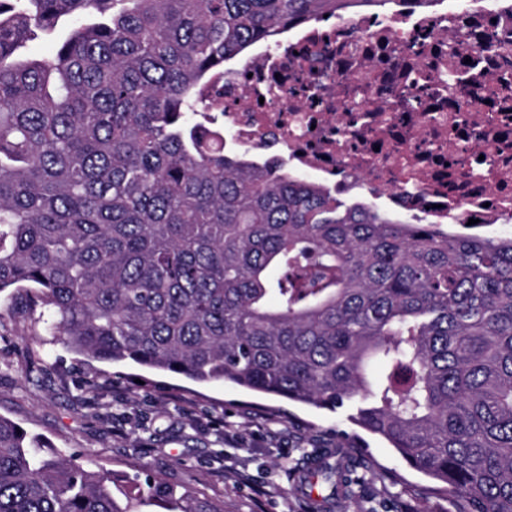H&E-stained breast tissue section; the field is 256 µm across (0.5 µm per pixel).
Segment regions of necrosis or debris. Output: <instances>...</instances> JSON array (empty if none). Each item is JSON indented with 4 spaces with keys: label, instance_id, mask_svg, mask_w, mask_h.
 <instances>
[{
    "label": "necrosis or debris",
    "instance_id": "1",
    "mask_svg": "<svg viewBox=\"0 0 512 512\" xmlns=\"http://www.w3.org/2000/svg\"><path fill=\"white\" fill-rule=\"evenodd\" d=\"M224 134L411 224L512 236V0L333 16L259 41L218 84Z\"/></svg>",
    "mask_w": 512,
    "mask_h": 512
}]
</instances>
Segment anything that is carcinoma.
I'll list each match as a JSON object with an SVG mask.
<instances>
[{"mask_svg": "<svg viewBox=\"0 0 512 512\" xmlns=\"http://www.w3.org/2000/svg\"><path fill=\"white\" fill-rule=\"evenodd\" d=\"M389 0H0V294L79 354L339 409L512 512V238L412 228L224 144L206 91L296 22ZM52 50L26 56L27 44ZM376 363L385 370L374 377ZM356 462L290 474L345 506ZM224 512L0 416V512Z\"/></svg>", "mask_w": 512, "mask_h": 512, "instance_id": "cac0c4a2", "label": "carcinoma"}]
</instances>
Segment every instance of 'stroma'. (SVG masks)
<instances>
[{
    "label": "stroma",
    "mask_w": 512,
    "mask_h": 512,
    "mask_svg": "<svg viewBox=\"0 0 512 512\" xmlns=\"http://www.w3.org/2000/svg\"><path fill=\"white\" fill-rule=\"evenodd\" d=\"M28 291L0 298V416L91 470L149 472L224 512H304L289 468L318 448H350L367 466L347 512H456L350 409H316L230 383L200 385L77 354L47 330Z\"/></svg>",
    "instance_id": "35a3bbf8"
}]
</instances>
